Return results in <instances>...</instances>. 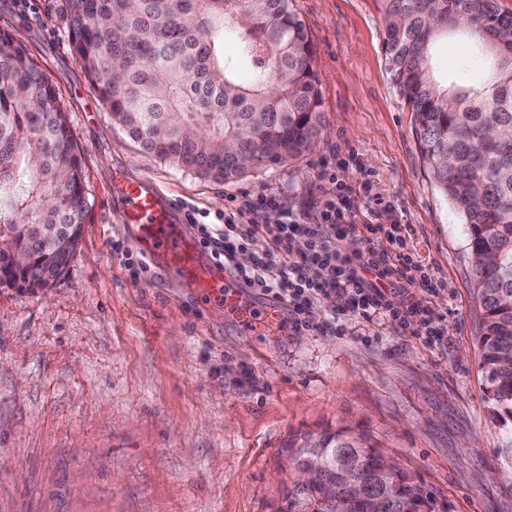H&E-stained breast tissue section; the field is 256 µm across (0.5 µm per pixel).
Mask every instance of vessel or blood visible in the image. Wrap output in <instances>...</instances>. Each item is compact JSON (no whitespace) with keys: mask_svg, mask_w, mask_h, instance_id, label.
<instances>
[{"mask_svg":"<svg viewBox=\"0 0 512 512\" xmlns=\"http://www.w3.org/2000/svg\"><path fill=\"white\" fill-rule=\"evenodd\" d=\"M116 193L124 224L150 260H162L205 294L223 296L226 317L250 332L285 334L286 321L277 304L254 302L233 288L235 276L229 267L203 259L195 239L181 222L177 203L163 201L143 181L120 180Z\"/></svg>","mask_w":512,"mask_h":512,"instance_id":"vessel-or-blood-1","label":"vessel or blood"}]
</instances>
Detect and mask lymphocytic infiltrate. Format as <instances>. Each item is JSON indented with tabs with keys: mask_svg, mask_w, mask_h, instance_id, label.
I'll use <instances>...</instances> for the list:
<instances>
[{
	"mask_svg": "<svg viewBox=\"0 0 512 512\" xmlns=\"http://www.w3.org/2000/svg\"><path fill=\"white\" fill-rule=\"evenodd\" d=\"M347 208V199L327 201L310 216L281 210L272 196L233 197L224 207L223 227H200V243L232 268L238 251L265 233L266 250L239 276L246 287L286 303L298 325L312 327L311 306L338 294L352 315L382 316L394 327L415 325L420 335H431L429 297L436 288L430 275L410 252L392 259L371 247L352 257L342 255L336 238L357 230L347 221Z\"/></svg>",
	"mask_w": 512,
	"mask_h": 512,
	"instance_id": "obj_1",
	"label": "lymphocytic infiltrate"
}]
</instances>
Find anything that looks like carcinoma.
Returning a JSON list of instances; mask_svg holds the SVG:
<instances>
[{
	"mask_svg": "<svg viewBox=\"0 0 512 512\" xmlns=\"http://www.w3.org/2000/svg\"><path fill=\"white\" fill-rule=\"evenodd\" d=\"M71 45L113 121L153 157L224 183L282 164L318 137L314 42L288 0H68ZM384 49L421 157L468 226L486 398L512 420V14L497 0H383ZM466 27L494 60L485 83L434 77L436 42ZM238 41L224 53V41ZM0 283L46 288L88 218L69 120L29 49L0 32ZM24 253L27 266L14 267ZM291 464L324 479L278 512H450L350 427L288 439Z\"/></svg>",
	"mask_w": 512,
	"mask_h": 512,
	"instance_id": "carcinoma-1",
	"label": "carcinoma"
}]
</instances>
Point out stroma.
Wrapping results in <instances>:
<instances>
[{
	"instance_id": "35a3bbf8",
	"label": "stroma",
	"mask_w": 512,
	"mask_h": 512,
	"mask_svg": "<svg viewBox=\"0 0 512 512\" xmlns=\"http://www.w3.org/2000/svg\"><path fill=\"white\" fill-rule=\"evenodd\" d=\"M0 0V30L55 87L81 151L89 217L65 273L0 286V512H273L292 486L289 434L349 425L376 439L452 512H512V422L485 398L463 216L423 162L384 53L382 0H289L316 47L315 147L218 183L144 152L114 125L71 46L67 0ZM436 76L493 70L465 38L440 43ZM148 177L208 217L231 196L274 194L299 212L347 190L352 253L395 227L439 290L425 343L348 315L343 331L246 333L219 299L142 263L122 224L117 177ZM381 194L389 210L373 208ZM382 225L369 234L368 225Z\"/></svg>"
}]
</instances>
